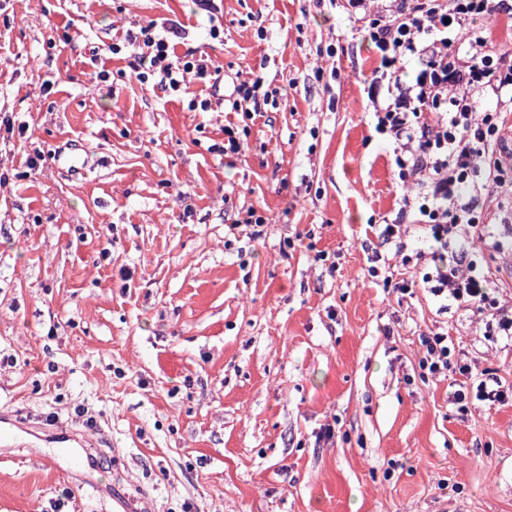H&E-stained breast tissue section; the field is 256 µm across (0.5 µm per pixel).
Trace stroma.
<instances>
[{
    "instance_id": "35a3bbf8",
    "label": "stroma",
    "mask_w": 512,
    "mask_h": 512,
    "mask_svg": "<svg viewBox=\"0 0 512 512\" xmlns=\"http://www.w3.org/2000/svg\"><path fill=\"white\" fill-rule=\"evenodd\" d=\"M215 5L0 0V415L32 426L0 443V512H112L116 486L152 512H512V405L459 411L419 366L442 328L474 380L512 385V339L369 273L419 275L378 236L400 181L367 33L328 0ZM151 22L182 25L178 56L287 87L241 156L216 150L228 85L194 84L204 111L111 54ZM252 207L258 239L231 228ZM476 261L512 310V251ZM60 429L90 433L97 468L37 463Z\"/></svg>"
}]
</instances>
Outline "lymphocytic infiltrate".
Here are the masks:
<instances>
[{"label": "lymphocytic infiltrate", "instance_id": "f902f5d3", "mask_svg": "<svg viewBox=\"0 0 512 512\" xmlns=\"http://www.w3.org/2000/svg\"><path fill=\"white\" fill-rule=\"evenodd\" d=\"M350 17L367 28L379 57L368 87L374 129L392 146L393 163L407 190L397 218L380 236L402 250L403 265L430 262L422 285L439 299L464 308L492 307L491 282L478 272L474 250H498L504 243L483 226L480 200L494 188L512 195V173L497 158L505 110H512V54L490 49L494 31L473 30L492 15L512 24V0H344ZM126 53L140 82L156 79L162 89L190 92L195 80L220 85V68L178 57L167 33L154 24L129 34ZM413 70H406V63ZM502 102L504 111L483 112L480 100ZM288 97L255 73L235 75L225 111L253 120L262 107L280 109ZM425 230L430 252L404 253L405 224ZM420 366L434 378L468 376L470 364L455 354L446 332L420 340Z\"/></svg>", "mask_w": 512, "mask_h": 512}]
</instances>
